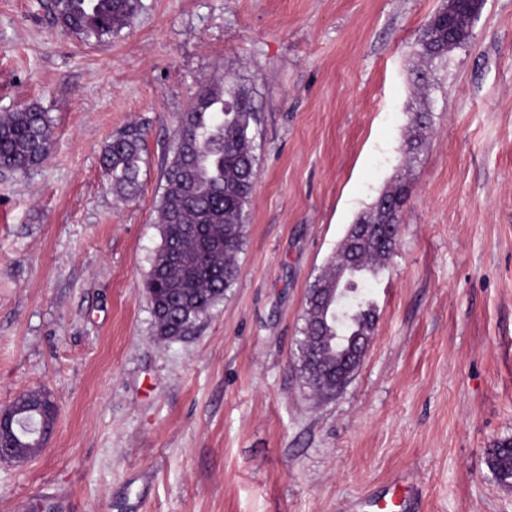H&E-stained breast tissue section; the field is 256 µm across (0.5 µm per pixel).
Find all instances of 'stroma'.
Instances as JSON below:
<instances>
[{"label": "stroma", "mask_w": 512, "mask_h": 512, "mask_svg": "<svg viewBox=\"0 0 512 512\" xmlns=\"http://www.w3.org/2000/svg\"><path fill=\"white\" fill-rule=\"evenodd\" d=\"M140 4L97 42L50 0H0V113L34 104L53 126L44 162L0 172V408L32 390L60 408L39 456L0 461V512H358L397 485L412 512H512L487 465L512 440V0H484L426 97L414 43L443 0ZM214 73L259 116L239 276L161 340L143 284L162 173ZM135 128L126 202L101 156ZM398 174L412 193L366 284L370 348L318 397L298 363L307 292ZM430 126L431 112L425 110L413 113L410 126L401 141V150L409 159H416L422 152Z\"/></svg>", "instance_id": "stroma-1"}]
</instances>
